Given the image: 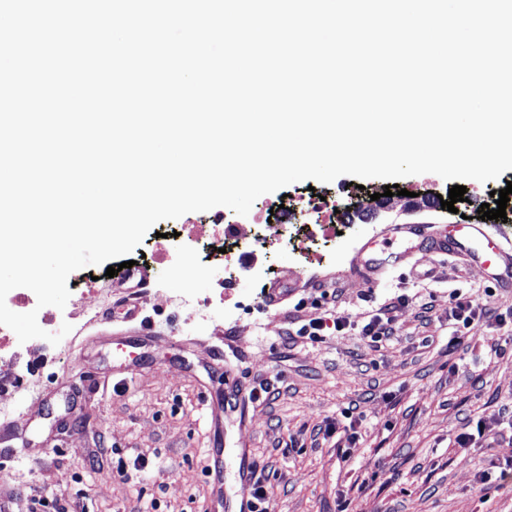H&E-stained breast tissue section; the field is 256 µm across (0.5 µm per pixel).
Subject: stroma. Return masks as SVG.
Wrapping results in <instances>:
<instances>
[{
	"mask_svg": "<svg viewBox=\"0 0 512 512\" xmlns=\"http://www.w3.org/2000/svg\"><path fill=\"white\" fill-rule=\"evenodd\" d=\"M510 179L505 172L466 181L467 202L454 213L440 203L452 181L427 174L399 179L403 195L372 218L363 215L365 198L384 192L382 179L300 181L262 195L255 210L312 189L339 194L350 221L335 241L305 254H244L233 288L217 286L220 268L175 276L186 254L204 255L191 237H177L166 261L153 258L157 234L207 223L210 212L159 221L130 255L146 266L149 284L128 321L117 308L135 291L122 275L106 277L102 265L73 272L74 282L99 278L107 298L99 316L81 321L66 347L26 342L10 350L14 385L0 391V497L9 512H50L35 510L34 500L59 496L79 502L80 512H231L230 502L248 492L236 479L234 448L250 449L264 467L275 512H334L340 491L346 512H512V488L483 503L474 484L490 462L512 461V288H496L480 260L488 236L512 264V201L506 220L478 218ZM465 220L482 234L464 256L417 252L402 274L370 283L363 263L377 245L401 250L410 226L437 235ZM274 283L287 287L288 299L270 301ZM187 294L211 298L212 321L183 303ZM455 294L510 323L457 326L448 318ZM397 297L396 340L370 347L361 327ZM319 319L322 338L296 336L298 323ZM142 326L147 337L122 350L118 334ZM452 335L460 338L453 351ZM491 343L504 357L485 356ZM216 346L222 372L211 357ZM228 371L267 394L225 412ZM348 415L360 438L335 448L325 427ZM480 421L487 436L453 445L466 423ZM217 448L226 452L220 487L207 473Z\"/></svg>",
	"mask_w": 512,
	"mask_h": 512,
	"instance_id": "1",
	"label": "stroma"
}]
</instances>
